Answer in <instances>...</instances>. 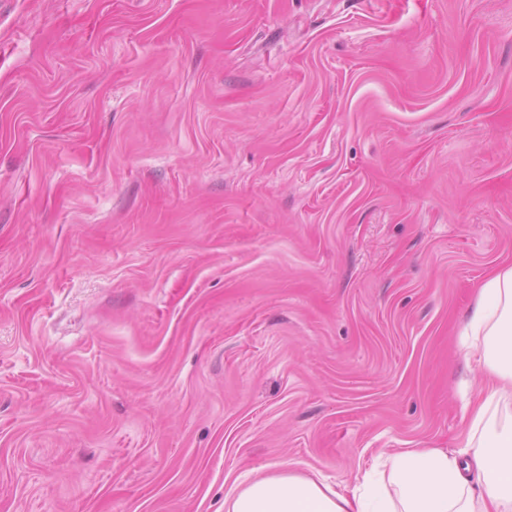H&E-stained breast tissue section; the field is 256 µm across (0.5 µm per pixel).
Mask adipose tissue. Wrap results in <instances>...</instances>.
<instances>
[{"mask_svg":"<svg viewBox=\"0 0 512 512\" xmlns=\"http://www.w3.org/2000/svg\"><path fill=\"white\" fill-rule=\"evenodd\" d=\"M461 352L490 376L470 409L461 457L439 448L389 454L383 471L363 476L350 497L283 469L240 484L224 512H512V265L481 284Z\"/></svg>","mask_w":512,"mask_h":512,"instance_id":"1","label":"adipose tissue"}]
</instances>
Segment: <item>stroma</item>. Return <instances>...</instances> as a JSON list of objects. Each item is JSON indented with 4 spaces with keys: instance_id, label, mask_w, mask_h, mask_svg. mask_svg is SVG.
<instances>
[{
    "instance_id": "1",
    "label": "stroma",
    "mask_w": 512,
    "mask_h": 512,
    "mask_svg": "<svg viewBox=\"0 0 512 512\" xmlns=\"http://www.w3.org/2000/svg\"><path fill=\"white\" fill-rule=\"evenodd\" d=\"M511 262L512 0H0V512L457 454Z\"/></svg>"
}]
</instances>
